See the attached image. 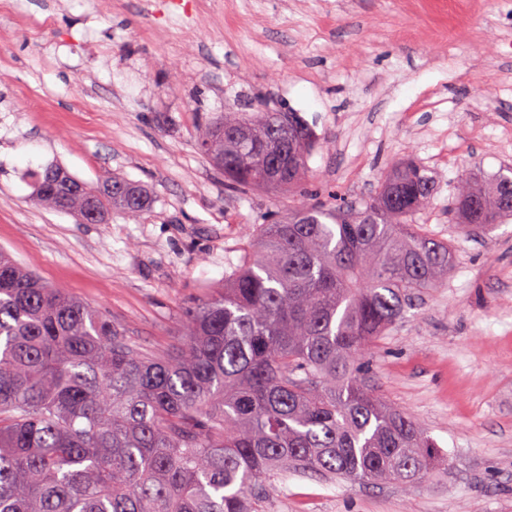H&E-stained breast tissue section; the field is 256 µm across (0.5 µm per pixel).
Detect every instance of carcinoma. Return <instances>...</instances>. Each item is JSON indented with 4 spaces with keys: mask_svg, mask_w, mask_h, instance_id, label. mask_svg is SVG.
I'll return each mask as SVG.
<instances>
[{
    "mask_svg": "<svg viewBox=\"0 0 512 512\" xmlns=\"http://www.w3.org/2000/svg\"><path fill=\"white\" fill-rule=\"evenodd\" d=\"M196 143L247 193L300 188L313 140L259 103L205 122ZM55 171L36 190L45 208L148 204L139 185L128 204ZM434 190L408 158L368 203L336 194L256 217L239 264L184 309L173 353L0 251V512H260L259 491L290 471L407 484L434 470L429 432L357 367L410 295L448 278L452 248L416 224ZM510 197L508 175L464 177L452 216L486 233L512 217Z\"/></svg>",
    "mask_w": 512,
    "mask_h": 512,
    "instance_id": "1",
    "label": "carcinoma"
}]
</instances>
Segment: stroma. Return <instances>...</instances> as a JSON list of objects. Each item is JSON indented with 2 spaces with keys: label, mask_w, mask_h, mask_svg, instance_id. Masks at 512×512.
<instances>
[{
  "label": "stroma",
  "mask_w": 512,
  "mask_h": 512,
  "mask_svg": "<svg viewBox=\"0 0 512 512\" xmlns=\"http://www.w3.org/2000/svg\"><path fill=\"white\" fill-rule=\"evenodd\" d=\"M460 2L0 0V247L145 350L175 348L245 225L294 202L229 190L195 148L205 118L297 113L315 133L312 196L368 199L408 156L434 176L418 222L455 263L364 360L445 465L410 485L292 472L262 512H512V218L487 234L448 220L461 176L512 169V0ZM49 164L147 185L152 202L80 223L34 201Z\"/></svg>",
  "instance_id": "obj_1"
}]
</instances>
